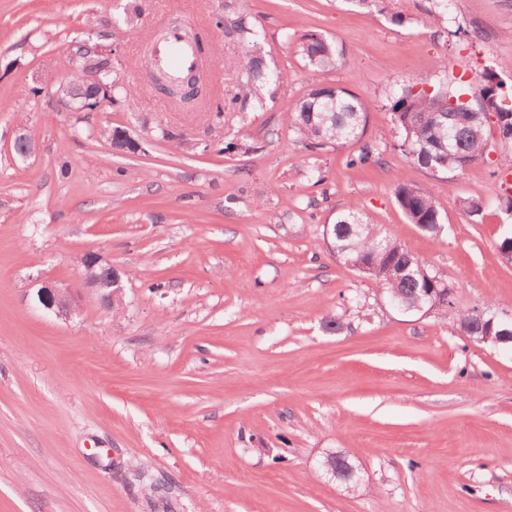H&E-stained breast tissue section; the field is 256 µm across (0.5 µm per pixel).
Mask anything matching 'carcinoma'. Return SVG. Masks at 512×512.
<instances>
[{
	"label": "carcinoma",
	"instance_id": "cac0c4a2",
	"mask_svg": "<svg viewBox=\"0 0 512 512\" xmlns=\"http://www.w3.org/2000/svg\"><path fill=\"white\" fill-rule=\"evenodd\" d=\"M357 8L380 14L390 13L396 25L403 16L391 10L394 0H350ZM229 34L245 46L244 74L234 95L212 107L216 117L225 111L244 112L253 101H261V91L279 82L280 75L270 70L262 56L260 32L244 15L232 20ZM297 52L306 67L328 71L335 69L342 53L336 43L317 33H305L297 40ZM428 85L424 78H415L395 89L387 97L386 109L397 134L396 147L414 164L434 172H463L469 165L485 159L491 133L488 116L497 117L502 139L512 144V86L498 79L496 73L485 70L480 98L467 100L457 90L443 86L421 90ZM287 121L297 142L306 149L339 148L360 141L368 122L364 101L340 86L311 89L296 109L287 114ZM380 162L378 149L365 142L349 165ZM396 201L409 223L436 235L443 224L442 214L434 196L423 189L400 183ZM330 242L336 245V255L361 261L362 274L382 285L386 293L408 305L430 300L423 297L429 288H444L447 282L435 276L428 265L409 253L393 237L381 232L363 217L358 207L350 205L331 226ZM503 310L493 302L477 318L474 310L459 311L454 317L455 329L477 342L487 332L497 333L492 316ZM334 474L346 484L357 481V473L347 456L334 458Z\"/></svg>",
	"mask_w": 512,
	"mask_h": 512
}]
</instances>
